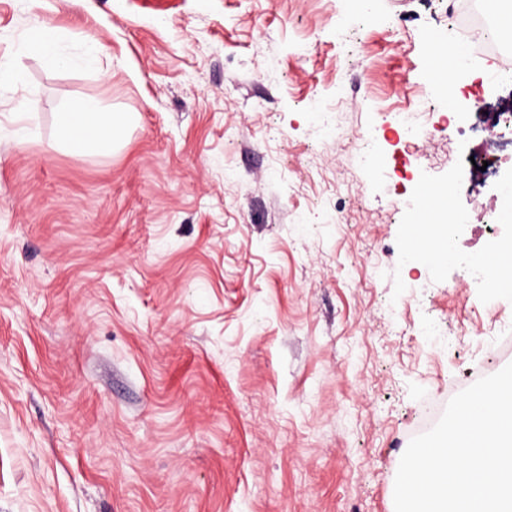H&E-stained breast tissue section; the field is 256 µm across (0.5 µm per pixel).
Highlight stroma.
<instances>
[{
  "label": "stroma",
  "mask_w": 512,
  "mask_h": 512,
  "mask_svg": "<svg viewBox=\"0 0 512 512\" xmlns=\"http://www.w3.org/2000/svg\"><path fill=\"white\" fill-rule=\"evenodd\" d=\"M447 4L0 0V512H395L425 404L512 363V292L406 250L420 186L474 215L512 183L507 139L456 178L512 84L474 59L432 93ZM89 98L129 121L76 155L55 127ZM36 37L31 40L36 43L41 51L54 58L60 65L70 64V60L58 52V36L56 31L48 26L38 27ZM428 43L430 47L429 81L431 90L439 97L447 99L448 95L449 98H453L454 83L464 67L463 52L462 50L459 51L451 80L448 82V60L453 59V47L441 42L434 35L428 37ZM390 112H393L394 121L405 137L419 140L428 136L429 131L426 126L415 120L417 116L413 112H419L418 110L411 109L409 106L394 105Z\"/></svg>",
  "instance_id": "35a3bbf8"
}]
</instances>
